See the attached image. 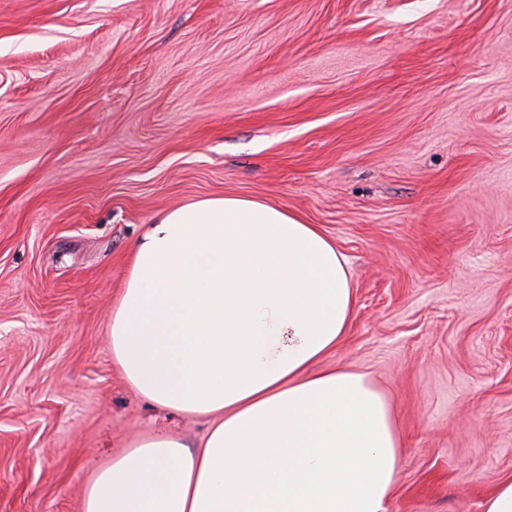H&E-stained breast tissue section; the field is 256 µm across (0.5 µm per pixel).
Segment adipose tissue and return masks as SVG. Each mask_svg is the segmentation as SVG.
Masks as SVG:
<instances>
[{
	"label": "adipose tissue",
	"mask_w": 512,
	"mask_h": 512,
	"mask_svg": "<svg viewBox=\"0 0 512 512\" xmlns=\"http://www.w3.org/2000/svg\"><path fill=\"white\" fill-rule=\"evenodd\" d=\"M353 310L318 225L230 195L160 213L109 345L139 395L210 425L193 450L137 442L97 474L84 512H387L402 455L391 404L366 374L319 366Z\"/></svg>",
	"instance_id": "obj_1"
}]
</instances>
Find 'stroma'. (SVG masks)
<instances>
[{"label": "stroma", "instance_id": "stroma-1", "mask_svg": "<svg viewBox=\"0 0 512 512\" xmlns=\"http://www.w3.org/2000/svg\"><path fill=\"white\" fill-rule=\"evenodd\" d=\"M319 225L355 307L325 360L404 439L388 512L512 478V0H0V512H82L136 437L197 448L108 345L164 210Z\"/></svg>", "mask_w": 512, "mask_h": 512}]
</instances>
